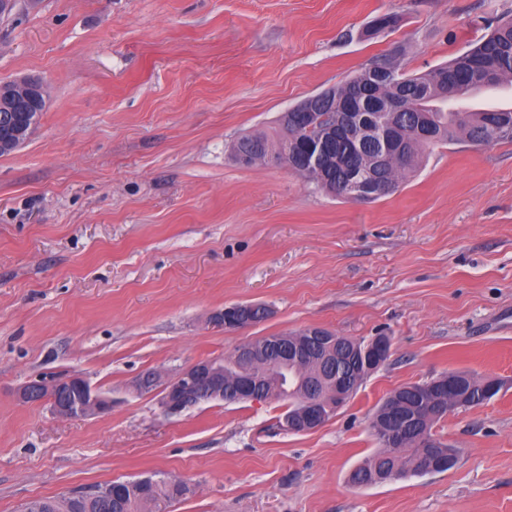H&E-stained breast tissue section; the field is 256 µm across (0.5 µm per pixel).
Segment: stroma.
Instances as JSON below:
<instances>
[{
  "instance_id": "35a3bbf8",
  "label": "stroma",
  "mask_w": 512,
  "mask_h": 512,
  "mask_svg": "<svg viewBox=\"0 0 512 512\" xmlns=\"http://www.w3.org/2000/svg\"><path fill=\"white\" fill-rule=\"evenodd\" d=\"M507 13L512 0H17L0 83L39 79L46 104L0 156V512L154 474L188 487L166 512H512V143L427 150L365 202L227 153L376 60L434 69ZM384 14L394 26L374 31ZM237 303L272 314L210 325ZM311 325L392 339L312 432L282 431L274 402L171 418L135 389ZM451 370L502 382L437 426L456 466L353 487L383 399ZM68 374L111 412L62 419L17 397ZM227 311L228 308H224L222 311L213 313L209 319L210 323L217 327H224V330H235L238 328L255 325L256 321L259 323L265 321L264 315L261 313L259 314L258 311H256L253 316V319L256 321L250 317L245 318V315L247 316L246 313L243 314L244 316H241L239 311V313L236 315H230L227 313Z\"/></svg>"
}]
</instances>
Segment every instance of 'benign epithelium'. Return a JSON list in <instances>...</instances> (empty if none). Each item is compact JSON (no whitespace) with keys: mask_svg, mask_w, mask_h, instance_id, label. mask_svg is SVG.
Wrapping results in <instances>:
<instances>
[{"mask_svg":"<svg viewBox=\"0 0 512 512\" xmlns=\"http://www.w3.org/2000/svg\"><path fill=\"white\" fill-rule=\"evenodd\" d=\"M19 91L25 103L23 114L20 118L0 114V123L3 124L0 149L10 150L24 143L40 114L42 83L35 78H26L21 81ZM324 100L325 96L319 93L312 95L299 105L296 112L310 121ZM380 191L381 187L377 185L357 183L347 197L356 202L366 201L376 197ZM210 323L226 330H235L252 326L256 321L239 314L231 315L224 309L213 313ZM391 346V339L387 336H374L364 340V360L370 371H377L388 361ZM263 357L265 354L248 342L234 351V358L245 365L259 364ZM135 387L140 392L156 394L164 414L177 416L209 400L224 399V360L197 361L166 377L155 371L147 372L136 382ZM307 388L308 398L305 399L302 409L283 425V429L289 433H308L323 424L324 399L314 395V385L309 383ZM19 397L27 403L48 402L52 412L59 417H89L112 408V397L92 386L80 375L29 381L20 389Z\"/></svg>","mask_w":512,"mask_h":512,"instance_id":"obj_1","label":"benign epithelium"}]
</instances>
